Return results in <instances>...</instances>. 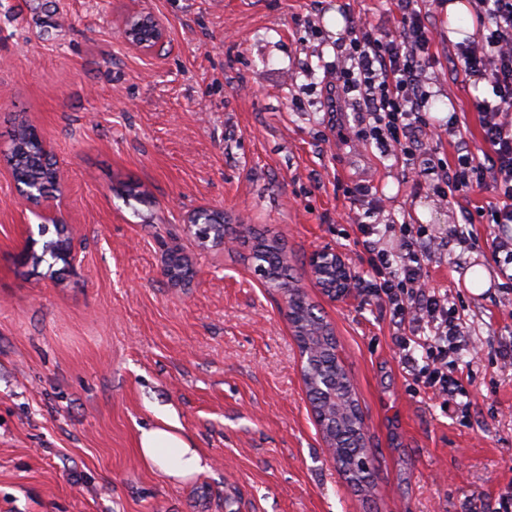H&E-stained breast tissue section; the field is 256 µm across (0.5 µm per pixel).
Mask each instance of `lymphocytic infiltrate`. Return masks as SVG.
<instances>
[{
    "label": "lymphocytic infiltrate",
    "instance_id": "f902f5d3",
    "mask_svg": "<svg viewBox=\"0 0 512 512\" xmlns=\"http://www.w3.org/2000/svg\"><path fill=\"white\" fill-rule=\"evenodd\" d=\"M481 22L479 38L456 46L455 56L465 78L486 84L487 96L476 103L480 127L490 150L476 157L459 145L453 161L413 159L436 127L423 113L431 94L424 62L431 54L433 30L418 0H397L401 27L397 36L383 37L362 18H350L338 37L335 88L352 98L367 124L364 140L375 141L384 155L413 168L433 195L448 199L460 192L491 188L497 196L493 223L507 227L494 252L502 267L512 266V0H473ZM380 206L369 208L367 221L357 224L369 251L362 288L388 307L396 327L399 356L416 383L441 395L456 393L457 378L448 372L450 358L465 344L462 323L448 306L447 294L427 287L426 266L436 236L386 219L377 224ZM396 237L397 248L382 247L377 234Z\"/></svg>",
    "mask_w": 512,
    "mask_h": 512
}]
</instances>
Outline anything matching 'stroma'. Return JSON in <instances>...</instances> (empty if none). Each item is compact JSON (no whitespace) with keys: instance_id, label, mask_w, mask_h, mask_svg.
I'll list each match as a JSON object with an SVG mask.
<instances>
[{"instance_id":"stroma-1","label":"stroma","mask_w":512,"mask_h":512,"mask_svg":"<svg viewBox=\"0 0 512 512\" xmlns=\"http://www.w3.org/2000/svg\"><path fill=\"white\" fill-rule=\"evenodd\" d=\"M140 6L165 30L149 52L120 37ZM421 7L434 32L427 111L456 112L483 156L447 9ZM338 14L399 32L393 0H0V512H497L512 493V281L494 259L496 199H439L355 142L361 113L330 110ZM21 120L62 172L61 230L42 229L3 157ZM128 181L144 201L121 197ZM374 205L440 244L428 283L480 347L460 352L455 395L416 386L384 306L355 285L331 300L308 269L329 248L362 275L355 221ZM202 209L223 211L229 245L189 232ZM60 231L69 262L26 263ZM260 234L280 238L333 329L372 495L327 454L282 295L255 273ZM172 251L198 271L187 286L163 274ZM477 266L489 276L478 294L466 286ZM162 416L203 473L174 481L141 462L138 429Z\"/></svg>"}]
</instances>
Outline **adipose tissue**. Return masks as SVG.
I'll use <instances>...</instances> for the list:
<instances>
[{"label":"adipose tissue","instance_id":"1","mask_svg":"<svg viewBox=\"0 0 512 512\" xmlns=\"http://www.w3.org/2000/svg\"><path fill=\"white\" fill-rule=\"evenodd\" d=\"M138 447L147 466L159 468L175 479H186L205 469L202 457L180 426L169 421L141 429Z\"/></svg>","mask_w":512,"mask_h":512}]
</instances>
